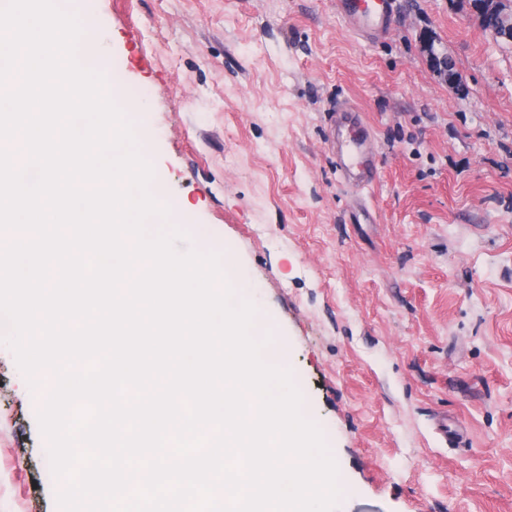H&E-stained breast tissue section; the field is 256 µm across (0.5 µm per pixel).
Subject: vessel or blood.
I'll list each match as a JSON object with an SVG mask.
<instances>
[{"instance_id":"obj_1","label":"vessel or blood","mask_w":512,"mask_h":512,"mask_svg":"<svg viewBox=\"0 0 512 512\" xmlns=\"http://www.w3.org/2000/svg\"><path fill=\"white\" fill-rule=\"evenodd\" d=\"M335 7L352 34L377 41L395 27L400 3L399 0H335ZM331 144L343 178L363 189L373 187L378 176L377 156L367 126L354 108H342L334 113Z\"/></svg>"}]
</instances>
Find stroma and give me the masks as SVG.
Instances as JSON below:
<instances>
[{
    "label": "stroma",
    "mask_w": 512,
    "mask_h": 512,
    "mask_svg": "<svg viewBox=\"0 0 512 512\" xmlns=\"http://www.w3.org/2000/svg\"><path fill=\"white\" fill-rule=\"evenodd\" d=\"M402 5L377 42L333 0L70 7L144 107L178 249L224 258L288 349L335 512H512V44L467 0ZM344 104L378 151L369 191L330 149ZM40 406L0 344V512H59Z\"/></svg>",
    "instance_id": "stroma-1"
}]
</instances>
